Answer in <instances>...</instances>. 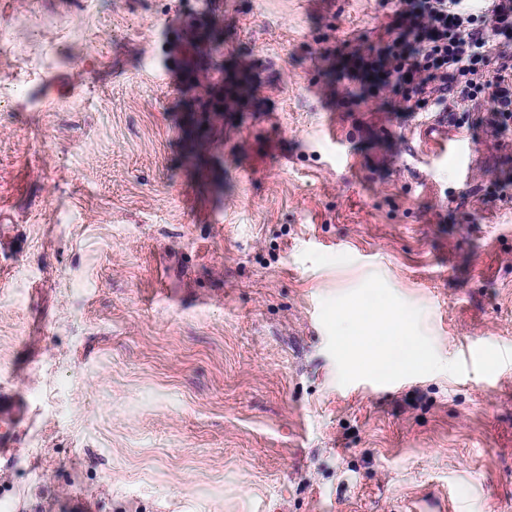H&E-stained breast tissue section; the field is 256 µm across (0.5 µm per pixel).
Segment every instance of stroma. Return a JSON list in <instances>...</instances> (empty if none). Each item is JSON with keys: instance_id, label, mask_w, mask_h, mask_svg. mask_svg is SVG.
<instances>
[{"instance_id": "stroma-1", "label": "stroma", "mask_w": 512, "mask_h": 512, "mask_svg": "<svg viewBox=\"0 0 512 512\" xmlns=\"http://www.w3.org/2000/svg\"><path fill=\"white\" fill-rule=\"evenodd\" d=\"M383 0H0V512H512V133L344 79ZM236 96L194 132L197 28ZM438 120L469 167L423 157ZM386 307L426 353L358 362ZM359 318V329L345 336V343L348 349L359 353L361 360H366L377 348L376 341L386 337V333L397 330L399 325L383 307L376 308L366 316L360 315ZM28 405L24 399L14 394L0 393V463H11L10 446L28 418Z\"/></svg>"}]
</instances>
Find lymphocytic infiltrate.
<instances>
[{
    "mask_svg": "<svg viewBox=\"0 0 512 512\" xmlns=\"http://www.w3.org/2000/svg\"><path fill=\"white\" fill-rule=\"evenodd\" d=\"M390 30L352 81L395 91L402 112L483 100L512 129V0H399Z\"/></svg>",
    "mask_w": 512,
    "mask_h": 512,
    "instance_id": "lymphocytic-infiltrate-1",
    "label": "lymphocytic infiltrate"
}]
</instances>
